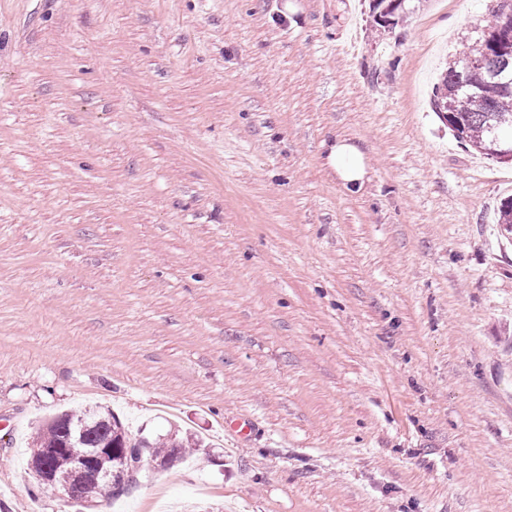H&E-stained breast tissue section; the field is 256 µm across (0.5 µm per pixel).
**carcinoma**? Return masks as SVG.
Masks as SVG:
<instances>
[{
  "label": "carcinoma",
  "mask_w": 512,
  "mask_h": 512,
  "mask_svg": "<svg viewBox=\"0 0 512 512\" xmlns=\"http://www.w3.org/2000/svg\"><path fill=\"white\" fill-rule=\"evenodd\" d=\"M505 7L506 0H496L487 32L470 53L463 55L462 61L473 62L475 66L464 74L460 73L457 65L448 66L433 90V111L443 117L457 139L486 156L492 149L493 136L501 140L512 137V92L505 91L494 77V72L504 67L512 72V53L508 54V61H503V54L498 52L491 39V31L500 26ZM497 223L501 224L505 236H512L511 197L501 203ZM127 439L125 426L109 411L89 408L75 413L66 412L60 414L57 421L37 428L29 463L49 462L55 478L47 486L55 487L69 479L74 460L88 449L111 448L115 443L124 444ZM65 441L69 442V447L64 452L45 459L46 449L55 448ZM187 445L189 440L168 435L145 442L141 450L132 446L127 456L102 455L96 464L102 471L116 472L122 467L136 466L146 456L155 462H169L182 455Z\"/></svg>",
  "instance_id": "carcinoma-1"
}]
</instances>
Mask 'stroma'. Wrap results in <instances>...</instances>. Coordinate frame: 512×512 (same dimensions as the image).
Returning <instances> with one entry per match:
<instances>
[{
    "instance_id": "stroma-1",
    "label": "stroma",
    "mask_w": 512,
    "mask_h": 512,
    "mask_svg": "<svg viewBox=\"0 0 512 512\" xmlns=\"http://www.w3.org/2000/svg\"><path fill=\"white\" fill-rule=\"evenodd\" d=\"M370 4L0 0V512L89 406L203 441L127 512H512V164L430 103L493 4ZM325 161L336 178L351 193H359L369 180L366 154L354 143L336 136L324 141Z\"/></svg>"
}]
</instances>
